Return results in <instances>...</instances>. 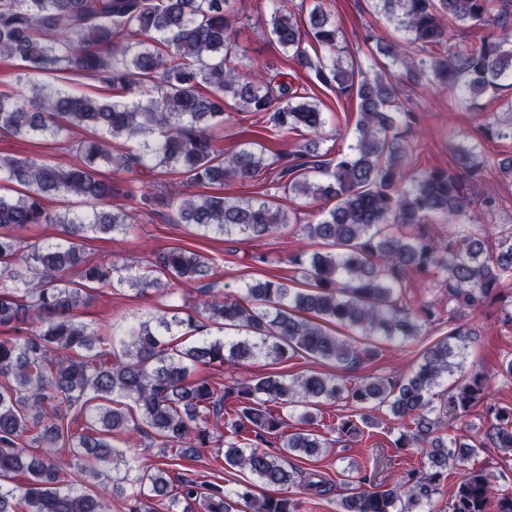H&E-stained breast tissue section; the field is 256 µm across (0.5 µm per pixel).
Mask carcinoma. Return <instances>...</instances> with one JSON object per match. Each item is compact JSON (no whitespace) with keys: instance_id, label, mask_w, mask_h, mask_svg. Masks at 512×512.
<instances>
[{"instance_id":"obj_1","label":"carcinoma","mask_w":512,"mask_h":512,"mask_svg":"<svg viewBox=\"0 0 512 512\" xmlns=\"http://www.w3.org/2000/svg\"><path fill=\"white\" fill-rule=\"evenodd\" d=\"M233 0H0V59L17 61L28 86L24 96L0 93V134L57 139L85 133L73 145L81 163L52 164L37 157H0V512H109L99 481L123 496L128 512L144 500L170 507L198 502L204 512H300L287 496L256 497V483L285 485L304 475L303 488L325 492L327 481L296 465L328 447L310 429L319 403L352 400L361 421L388 408L400 421L396 448H414L425 462L392 481L363 476L340 495L338 512H415L432 503L448 470L478 448L512 451V408H492L481 441L441 436L443 428L484 401L480 375L457 384L435 402L434 389L462 370L472 332L459 321L484 299H505L502 320L512 324V225L483 233L460 223L478 192L485 160L474 146L456 149L455 164L413 169L416 146L405 131L418 114L399 98L402 80L448 88L473 111L488 95L512 88V0H374L375 8L402 32L405 42L375 44V53L397 66L369 73L355 59L342 62L340 29L316 3L300 25L284 0H269L272 40L314 70L316 82L358 101L355 143L325 159L314 139L291 153L267 155L257 142L224 154L213 129L224 127V100L262 115L269 130L319 131L326 123L319 103L280 74L254 70L244 76L233 62L239 13ZM453 23L448 29L443 20ZM489 31L479 43L462 44L474 28ZM323 55L311 62L304 44ZM83 74L109 96L76 95L54 75ZM507 117L484 125L488 138L512 141V99ZM128 144L123 151L114 142ZM133 174L123 188L102 167ZM274 172L271 182L285 196L330 201L309 224L273 201L255 195H224V182H247ZM162 174L182 176L208 194L164 193ZM160 203L169 221L206 235L262 238L291 224L313 242L307 256H293L307 288L279 280L248 284L239 296L212 287L213 260L172 247L148 266L92 263L84 255L88 234L127 233L130 213L112 209L119 196ZM76 198L91 211H53L46 201ZM454 224V234L435 244L423 232L431 217ZM57 224L63 241L30 243L21 231ZM432 277L448 296V337L428 346L406 379L368 376L349 384L318 372L288 380L270 373L218 388L191 378L198 365L264 356L285 362L303 352L350 369L376 356L370 337L412 342L424 322L438 320L431 308L405 303L407 276ZM127 284L141 293L165 295L195 287V314L133 323L123 330L96 327L78 310L95 290ZM224 338L201 334L199 318ZM358 332L363 341L337 335ZM456 343H451V340ZM281 409L301 406V427L286 430ZM121 434L148 441L174 456L196 449H224V468L253 480L227 490L217 482L186 477L175 485L167 470L136 464L114 444ZM278 439V451L261 448ZM24 476V482L15 478ZM448 512H512V490L497 489L484 468L456 480Z\"/></svg>"}]
</instances>
